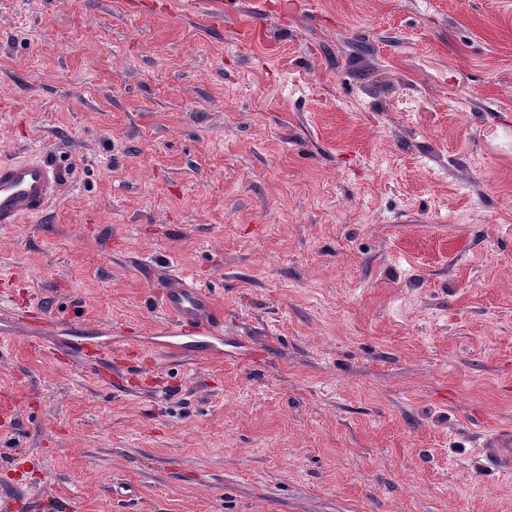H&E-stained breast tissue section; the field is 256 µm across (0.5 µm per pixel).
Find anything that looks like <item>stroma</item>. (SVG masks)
Listing matches in <instances>:
<instances>
[{
	"label": "stroma",
	"instance_id": "stroma-1",
	"mask_svg": "<svg viewBox=\"0 0 512 512\" xmlns=\"http://www.w3.org/2000/svg\"><path fill=\"white\" fill-rule=\"evenodd\" d=\"M0 512H512V0H0ZM224 314L162 350L159 285ZM60 191L56 174L42 158L0 161V225L39 215ZM35 324L28 323L17 314L0 310V324L6 332H17L14 324L24 329L28 341L35 348L46 350H66L69 352L72 368L83 371L88 367V345L81 340L66 339L63 336H55L57 321L45 317H35ZM481 453L492 467L511 466L512 429L502 428L485 435L480 444Z\"/></svg>",
	"mask_w": 512,
	"mask_h": 512
}]
</instances>
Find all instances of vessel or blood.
<instances>
[{
  "instance_id": "vessel-or-blood-1",
  "label": "vessel or blood",
  "mask_w": 512,
  "mask_h": 512,
  "mask_svg": "<svg viewBox=\"0 0 512 512\" xmlns=\"http://www.w3.org/2000/svg\"><path fill=\"white\" fill-rule=\"evenodd\" d=\"M61 185L51 167L40 157L0 161V225L18 224L42 213L60 193ZM165 314L159 331L165 349L194 357L223 358L216 341L221 333L222 315L211 294L204 288L177 281L159 299ZM0 325L6 332L23 327L28 341L37 348L67 351L74 369L88 367L87 344L56 333V322L39 318L21 322L12 312L0 310ZM481 452L493 467L512 464V429L502 428L485 435Z\"/></svg>"
}]
</instances>
